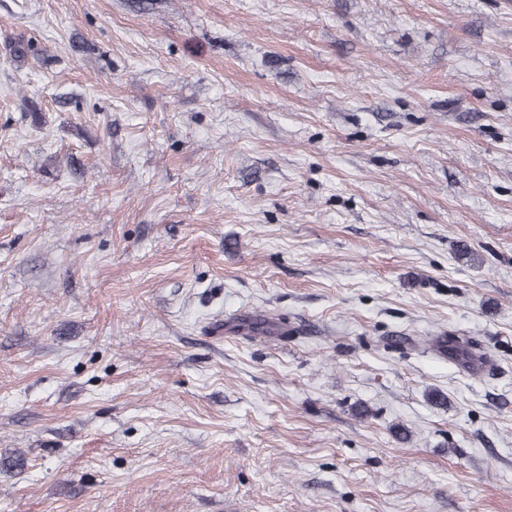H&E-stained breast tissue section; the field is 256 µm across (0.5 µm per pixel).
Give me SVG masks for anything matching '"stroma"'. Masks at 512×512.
<instances>
[{
  "instance_id": "1",
  "label": "stroma",
  "mask_w": 512,
  "mask_h": 512,
  "mask_svg": "<svg viewBox=\"0 0 512 512\" xmlns=\"http://www.w3.org/2000/svg\"><path fill=\"white\" fill-rule=\"evenodd\" d=\"M16 453L0 512H512V0H0Z\"/></svg>"
}]
</instances>
